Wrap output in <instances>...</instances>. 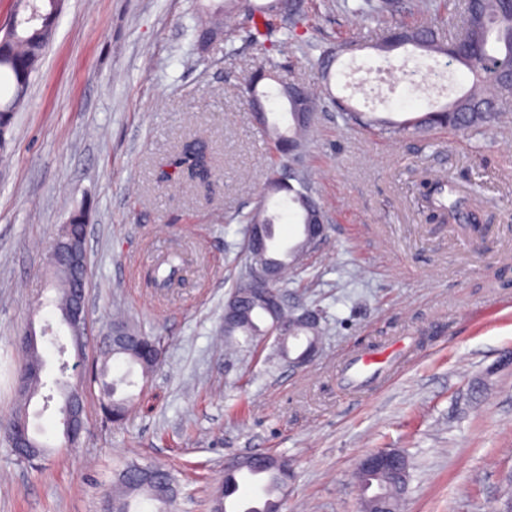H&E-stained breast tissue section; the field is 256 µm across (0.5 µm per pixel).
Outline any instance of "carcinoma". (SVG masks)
Listing matches in <instances>:
<instances>
[{
  "instance_id": "1",
  "label": "carcinoma",
  "mask_w": 512,
  "mask_h": 512,
  "mask_svg": "<svg viewBox=\"0 0 512 512\" xmlns=\"http://www.w3.org/2000/svg\"><path fill=\"white\" fill-rule=\"evenodd\" d=\"M228 5L244 12L248 18L282 16L290 24L296 23L294 0H269L264 5H256L253 0H227ZM64 0H14L12 16L16 25L0 35V91L8 98L0 102V137L11 126L14 113L20 106L18 92L29 87L32 74L39 67L47 47L52 41ZM415 9L421 19L408 24L399 17L406 10ZM347 11L377 23L378 34L373 47L385 54L411 45L429 55L447 57L468 69L473 75L470 89L462 96L438 108L417 112L403 121H392L367 116L355 110L349 101L332 98V105L346 123L361 124L365 128L389 134L395 138L424 136L438 128L476 132L483 128L499 125L512 119V3L509 0H464L463 24L457 31L448 30V37L440 35L436 25V13L427 0L406 3L404 0H359ZM191 41L200 50L224 39L231 41L235 34L224 29V11L221 8H198L193 25L189 26ZM362 48L357 40L344 41L334 48L321 52L318 65L323 79L329 80L332 64L344 52H354ZM279 85V94L289 105L291 124L281 130L277 125L261 123L264 135L271 143L277 161L270 169L265 191L269 196L285 195L286 201L297 211L300 224L306 225L310 217L322 213V207L315 199L311 178L301 166L306 151L309 134L315 123L317 112L321 111L323 98L316 89L295 83H286L276 71L266 65L259 66L244 78L245 90L251 103L264 107L270 97L267 91L259 90L265 81ZM172 172L166 178H177L198 185H206L212 177V161L209 141L195 137L182 144L172 164ZM276 216L267 214L262 207L244 217L247 224H264L268 228L267 249L251 257L250 262L259 265L271 262L279 269L281 276L272 289L284 293L288 282L283 273L286 270L298 271L304 262L299 260L306 242V229H301L298 239L292 246L279 250L273 245L275 238L274 221ZM89 214L80 207L74 210L68 220V235L75 242H82L84 224ZM51 289L55 296L46 299V304L64 312L71 303V291L65 264L50 260ZM179 268L174 258L166 257L153 270V282L159 288L169 287L178 276ZM242 320L233 329L224 330V338L231 342L235 336H244V341L261 329L260 322L271 319L265 306L254 300L240 307ZM26 360L18 372L21 408L8 421L0 423V432L8 443H13L18 431L26 426L28 407L41 388L47 385L42 379L44 360L38 348L25 345ZM121 359L131 367L140 370L142 381H148L150 373L162 360V346L147 348L129 345L113 348L104 344L101 366L89 371V380L99 386L107 379L108 362ZM53 386L59 388L61 402L58 413L66 419L72 405L71 394L83 391L82 383H64L55 378ZM121 384L135 385L128 378L112 382V394L100 399V406L108 408V422L120 424L133 409L136 396L118 391ZM259 470L268 476L265 498L260 509H246L244 512H281L288 486L290 467L288 461L275 455L260 454L249 456L228 468L218 481L212 499V512H227L226 498L240 490L238 475L244 470ZM365 484H376L396 512L402 507L407 483H400L387 471L363 479ZM177 499V479L174 473L163 467L141 465L128 462L117 471V484L114 490L104 494V505L110 512H133L132 502L149 501L156 505L157 512H174Z\"/></svg>"
}]
</instances>
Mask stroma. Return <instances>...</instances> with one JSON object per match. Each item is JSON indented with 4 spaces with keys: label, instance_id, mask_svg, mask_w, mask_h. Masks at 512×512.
<instances>
[{
    "label": "stroma",
    "instance_id": "35a3bbf8",
    "mask_svg": "<svg viewBox=\"0 0 512 512\" xmlns=\"http://www.w3.org/2000/svg\"><path fill=\"white\" fill-rule=\"evenodd\" d=\"M295 30L197 53L190 0H65L54 40L0 147V421L14 413L17 339L38 332L45 375L74 380L70 338L49 297L48 255L77 207L90 213L85 251L89 329L84 367L114 309L160 336L162 364L128 420L104 424L99 389H86L76 449L42 397L31 426L53 448L42 467L19 463L0 438V512H100L125 462L175 469L176 512H210L227 463L287 458L282 512H361L358 461L403 453L402 512H493L512 497V126L482 134L437 130L427 139L379 138L321 112L303 164L329 218L289 303L323 310L326 334L300 368L273 359L272 343L224 351V303L245 266L238 213L262 202L271 152L239 78L267 61L281 81L322 84L317 45L356 37L362 50L332 67L333 95L395 121L469 86L468 71L438 58L433 90L365 89L368 73L411 48L375 51V24L343 0H296ZM210 141L209 186L162 181L180 146ZM445 175L481 209V232L430 222L420 181ZM179 286L144 273L170 251ZM402 342L382 375L351 389L339 376L353 355Z\"/></svg>",
    "mask_w": 512,
    "mask_h": 512
}]
</instances>
